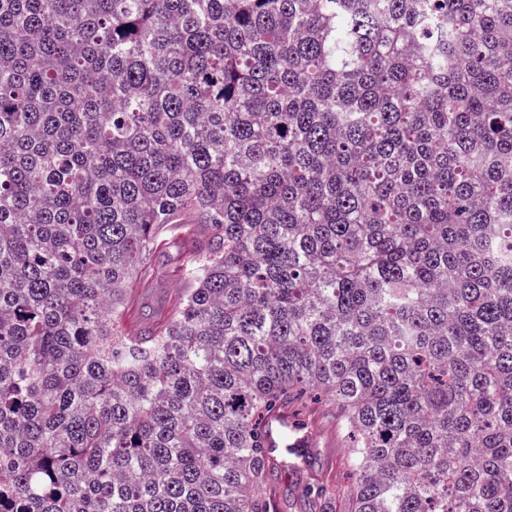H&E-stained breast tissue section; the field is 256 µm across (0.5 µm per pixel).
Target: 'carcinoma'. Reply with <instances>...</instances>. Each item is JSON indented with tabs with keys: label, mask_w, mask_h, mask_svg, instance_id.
I'll return each mask as SVG.
<instances>
[{
	"label": "carcinoma",
	"mask_w": 512,
	"mask_h": 512,
	"mask_svg": "<svg viewBox=\"0 0 512 512\" xmlns=\"http://www.w3.org/2000/svg\"><path fill=\"white\" fill-rule=\"evenodd\" d=\"M318 397L303 512H512V0H0V512H278ZM206 233L204 227L196 226L190 233L171 232L165 237L164 245L150 257V275L129 287L133 289L124 324L127 332L137 333L140 328L168 317L180 288L175 270ZM307 425L295 434L301 437L309 434L310 446L314 452L315 463L304 468L300 456L292 455L291 460L297 469H282L275 473L274 484L279 497L282 512H299L301 503L298 500L300 487L307 483L335 481L340 485H350L353 478L341 464L344 448L336 428V411L325 400L311 402L302 408L297 417Z\"/></svg>",
	"instance_id": "obj_1"
}]
</instances>
